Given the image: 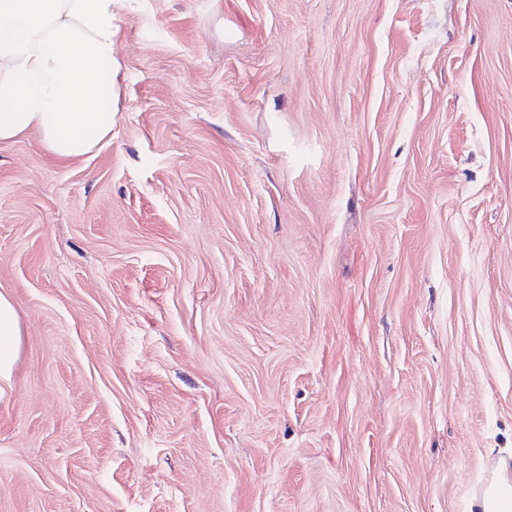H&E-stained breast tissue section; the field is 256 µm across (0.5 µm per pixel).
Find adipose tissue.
<instances>
[{
    "mask_svg": "<svg viewBox=\"0 0 512 512\" xmlns=\"http://www.w3.org/2000/svg\"><path fill=\"white\" fill-rule=\"evenodd\" d=\"M118 0H0V142L37 133L45 150L79 159L112 132L118 99ZM22 320L0 292V401L12 390ZM476 512H512V463L474 499Z\"/></svg>",
    "mask_w": 512,
    "mask_h": 512,
    "instance_id": "1",
    "label": "adipose tissue"
}]
</instances>
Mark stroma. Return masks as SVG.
<instances>
[{
	"label": "stroma",
	"mask_w": 512,
	"mask_h": 512,
	"mask_svg": "<svg viewBox=\"0 0 512 512\" xmlns=\"http://www.w3.org/2000/svg\"><path fill=\"white\" fill-rule=\"evenodd\" d=\"M112 137L0 142V512H473L512 450V0H124ZM22 320L12 300L0 292V401L12 391V378L20 352Z\"/></svg>",
	"instance_id": "stroma-1"
}]
</instances>
